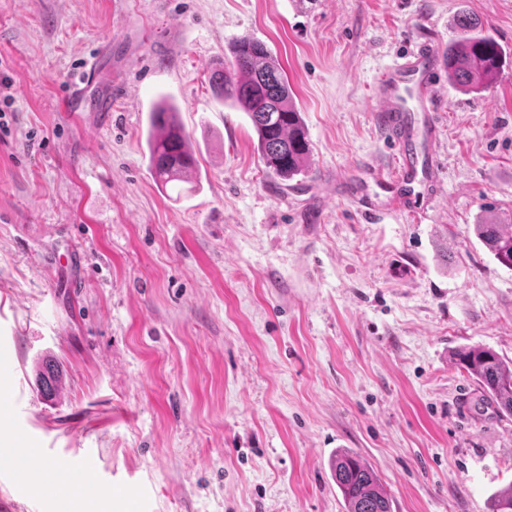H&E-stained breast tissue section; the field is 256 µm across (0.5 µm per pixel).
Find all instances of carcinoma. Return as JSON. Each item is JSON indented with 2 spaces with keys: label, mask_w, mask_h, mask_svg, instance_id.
Instances as JSON below:
<instances>
[{
  "label": "carcinoma",
  "mask_w": 512,
  "mask_h": 512,
  "mask_svg": "<svg viewBox=\"0 0 512 512\" xmlns=\"http://www.w3.org/2000/svg\"><path fill=\"white\" fill-rule=\"evenodd\" d=\"M456 26L459 34L448 45V77L464 91H484L496 80L503 48L494 37L482 33L478 20L465 12L458 15ZM230 51L229 64L211 73L210 86L217 98L230 101L249 116L266 172L290 180L308 160L310 147L287 76L258 40H235ZM148 145L149 168L162 185L182 181L183 173L195 169L196 159L178 112L165 101L150 114ZM476 232L494 258L512 269V225L478 224ZM455 360L478 381L501 412L512 415V364L476 345L458 350ZM38 381L43 395L52 396L60 382L58 365L45 361ZM330 467L346 512H392V501L377 473L359 455L339 451ZM490 512H512V486L494 496Z\"/></svg>",
  "instance_id": "carcinoma-1"
}]
</instances>
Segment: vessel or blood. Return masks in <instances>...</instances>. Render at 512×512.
<instances>
[{"mask_svg": "<svg viewBox=\"0 0 512 512\" xmlns=\"http://www.w3.org/2000/svg\"><path fill=\"white\" fill-rule=\"evenodd\" d=\"M439 52L431 44L417 45L404 53L384 70L374 96L377 117L395 153L391 170L366 166L364 172L378 187H404L405 192L395 198L396 208L412 213L425 211L412 187L417 183L435 182L438 163L434 151H418L413 143L415 133H422L428 142H435L437 122L434 118L439 91ZM98 76L96 61L86 62L75 78L69 95L63 100L65 111L77 106L87 88ZM10 467L22 480L38 489H47L65 495L71 485H81L85 494L99 492V484L86 477L71 461L54 459L49 463L35 462L28 449H17Z\"/></svg>", "mask_w": 512, "mask_h": 512, "instance_id": "obj_1", "label": "vessel or blood"}]
</instances>
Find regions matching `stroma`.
I'll return each mask as SVG.
<instances>
[{"label":"stroma","mask_w":512,"mask_h":512,"mask_svg":"<svg viewBox=\"0 0 512 512\" xmlns=\"http://www.w3.org/2000/svg\"><path fill=\"white\" fill-rule=\"evenodd\" d=\"M462 9L507 63L478 94L443 82L432 209L368 220L339 180L389 163L373 84L418 43L446 52ZM243 36L304 120L311 152L286 182L209 85ZM95 54L69 117L61 96ZM3 79L0 422L90 466L87 512H345L340 450L393 512H487L512 484V417L450 357L512 360V270L475 234L512 224V0H0ZM162 99L197 158L165 189L146 143ZM15 451L0 434V498L61 512L7 470ZM37 376L43 395L51 397L57 390L60 382V370L58 365L51 360L45 361Z\"/></svg>","instance_id":"obj_1"}]
</instances>
